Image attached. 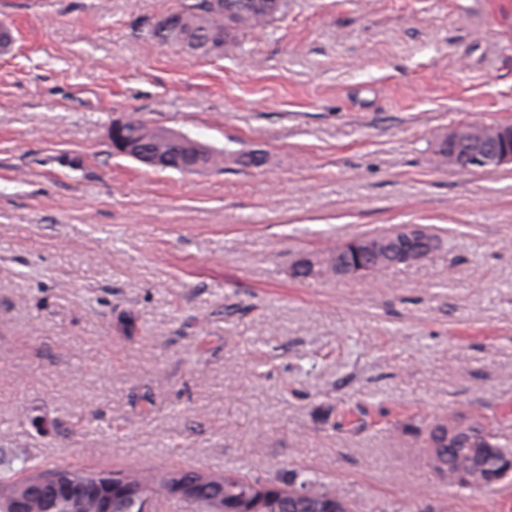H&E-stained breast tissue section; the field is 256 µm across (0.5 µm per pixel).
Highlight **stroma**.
I'll use <instances>...</instances> for the list:
<instances>
[{"instance_id":"obj_1","label":"stroma","mask_w":512,"mask_h":512,"mask_svg":"<svg viewBox=\"0 0 512 512\" xmlns=\"http://www.w3.org/2000/svg\"><path fill=\"white\" fill-rule=\"evenodd\" d=\"M176 0H0V448L339 489L354 512H512L454 490L449 417L512 444V168L438 140L512 123V0H286L219 58L147 30ZM133 114L223 151L114 152ZM417 224L423 261L297 279ZM180 139L178 141V150L179 155L175 154L170 157L167 167L162 169H171L175 171H179L181 173H193L200 171L202 169L214 166L219 162L223 161L222 154L214 151L212 148L207 147L187 136L179 135ZM199 155H201V168L199 170H195L193 172H186L184 169V165L187 163L184 158L189 159H198Z\"/></svg>"}]
</instances>
